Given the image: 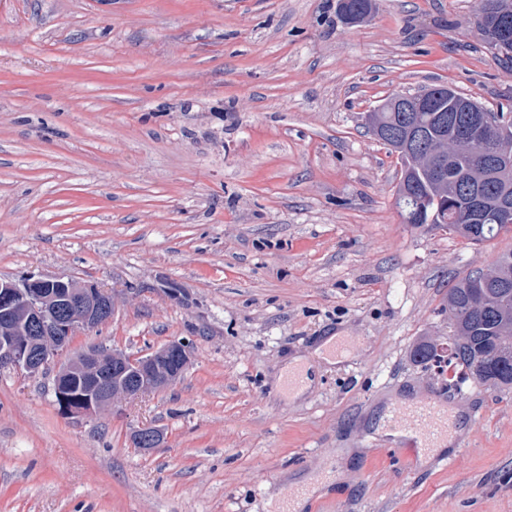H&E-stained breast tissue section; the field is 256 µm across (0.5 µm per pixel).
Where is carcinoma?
Here are the masks:
<instances>
[{
	"instance_id": "obj_1",
	"label": "carcinoma",
	"mask_w": 512,
	"mask_h": 512,
	"mask_svg": "<svg viewBox=\"0 0 512 512\" xmlns=\"http://www.w3.org/2000/svg\"><path fill=\"white\" fill-rule=\"evenodd\" d=\"M502 10V0H481L478 16L493 21ZM447 120L439 124L434 112H419L416 121L423 133L424 144L419 154H408L401 148L400 138L387 141L401 159L397 204L408 224H431L474 243L488 240L512 225L494 220L496 205L512 200V168L500 164L492 173L482 176L473 168L468 143L461 139L466 120L464 112H447ZM384 127L398 132L406 125V113L396 111L389 102L378 113ZM454 139L453 156L428 155L439 141ZM479 195L484 209L481 224H463V211L474 195ZM499 284L481 292L471 287L476 273L460 279L448 291V319L453 328L451 339L460 342L459 349L448 350V365L461 369L465 378H474L476 364L487 360L492 365L477 380L483 386L512 388V251L500 255L489 269Z\"/></svg>"
}]
</instances>
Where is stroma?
Returning <instances> with one entry per match:
<instances>
[{
    "mask_svg": "<svg viewBox=\"0 0 512 512\" xmlns=\"http://www.w3.org/2000/svg\"><path fill=\"white\" fill-rule=\"evenodd\" d=\"M0 0V278L112 292L74 336L146 356L170 386L88 419L54 370L0 368V512H512V389L442 384L415 351L447 339L448 290L512 250L404 223L400 162L365 122L447 85L512 111V62L478 0ZM346 341L333 362L316 350ZM302 358L314 382L276 386ZM466 411L464 446L421 465L385 433L399 396ZM162 442L144 450L133 433Z\"/></svg>",
    "mask_w": 512,
    "mask_h": 512,
    "instance_id": "obj_1",
    "label": "stroma"
}]
</instances>
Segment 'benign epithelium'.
<instances>
[{"instance_id": "1", "label": "benign epithelium", "mask_w": 512, "mask_h": 512, "mask_svg": "<svg viewBox=\"0 0 512 512\" xmlns=\"http://www.w3.org/2000/svg\"><path fill=\"white\" fill-rule=\"evenodd\" d=\"M488 37L497 47L512 41V7L500 13ZM448 105L468 112L464 140L480 147L485 163L512 158V138L507 124L494 113L460 104L458 95L447 88ZM439 93L432 89L397 96L403 112H426L434 108ZM115 299L108 290L74 278L29 276L18 281L0 279V367H11L26 377H35L52 363L58 364L55 397L61 412L69 417L89 418L116 407L122 400L165 387L179 379L187 367L183 360L167 368L172 358L187 354L186 343L172 341L150 355L131 357L117 350L92 347L70 355L72 336L90 331L112 319ZM74 370L87 380L82 402L70 404L66 380Z\"/></svg>"}]
</instances>
